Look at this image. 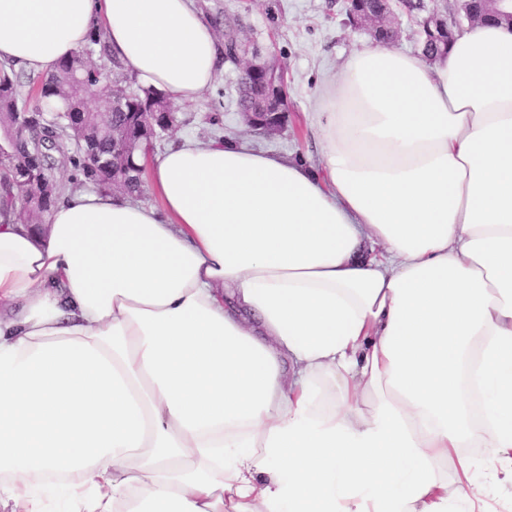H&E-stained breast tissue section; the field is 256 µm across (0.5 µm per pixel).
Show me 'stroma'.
Masks as SVG:
<instances>
[{"label": "stroma", "mask_w": 512, "mask_h": 512, "mask_svg": "<svg viewBox=\"0 0 512 512\" xmlns=\"http://www.w3.org/2000/svg\"><path fill=\"white\" fill-rule=\"evenodd\" d=\"M208 20L238 18L251 48L274 54L286 67L289 112L284 130L265 136L248 130L238 113L235 85L239 69L225 63L213 86L196 102L179 106L178 125L155 143L162 153L178 136L205 141L219 118L229 140H246L253 148L319 164V147L305 118L315 108V94L341 59L371 44V36L347 22V0H195Z\"/></svg>", "instance_id": "obj_1"}]
</instances>
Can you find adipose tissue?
Returning <instances> with one entry per match:
<instances>
[{
  "instance_id": "adipose-tissue-1",
  "label": "adipose tissue",
  "mask_w": 512,
  "mask_h": 512,
  "mask_svg": "<svg viewBox=\"0 0 512 512\" xmlns=\"http://www.w3.org/2000/svg\"><path fill=\"white\" fill-rule=\"evenodd\" d=\"M95 23L176 103L222 66L193 0H0V60ZM310 125L316 166L182 138L155 203L0 219V512H485L468 448L512 487V26L358 50Z\"/></svg>"
}]
</instances>
